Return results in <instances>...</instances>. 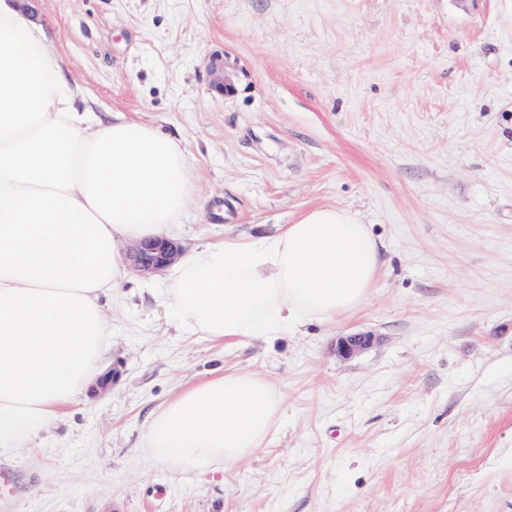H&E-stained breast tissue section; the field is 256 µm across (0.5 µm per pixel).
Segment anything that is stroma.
Listing matches in <instances>:
<instances>
[{"instance_id":"obj_1","label":"stroma","mask_w":512,"mask_h":512,"mask_svg":"<svg viewBox=\"0 0 512 512\" xmlns=\"http://www.w3.org/2000/svg\"><path fill=\"white\" fill-rule=\"evenodd\" d=\"M99 112L176 137L202 206L182 249L355 212L384 245L368 301L220 348L130 273L98 375L0 461V512H512V29L496 0H37ZM238 76L225 97L208 70ZM371 336L350 356L338 340ZM224 369L278 385L266 445L212 474L150 458L156 409ZM212 85L223 96L234 95L237 91L234 73L226 66L224 57L215 56L209 66Z\"/></svg>"}]
</instances>
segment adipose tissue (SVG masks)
I'll list each match as a JSON object with an SVG mask.
<instances>
[{"instance_id": "1", "label": "adipose tissue", "mask_w": 512, "mask_h": 512, "mask_svg": "<svg viewBox=\"0 0 512 512\" xmlns=\"http://www.w3.org/2000/svg\"><path fill=\"white\" fill-rule=\"evenodd\" d=\"M198 202L179 141L117 113L103 120L42 26L0 0V457L34 451L95 371L126 245L168 236ZM382 266L368 225L322 205L272 237L201 244L161 299L212 342L274 338L360 308ZM282 404L265 377L227 369L178 390L146 448L177 467L227 469L264 448Z\"/></svg>"}]
</instances>
